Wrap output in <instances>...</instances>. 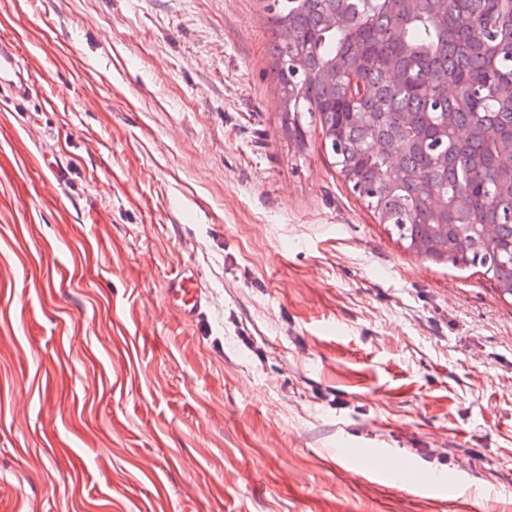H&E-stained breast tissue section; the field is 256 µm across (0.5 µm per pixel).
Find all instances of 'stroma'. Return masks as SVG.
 Segmentation results:
<instances>
[{"instance_id": "stroma-1", "label": "stroma", "mask_w": 512, "mask_h": 512, "mask_svg": "<svg viewBox=\"0 0 512 512\" xmlns=\"http://www.w3.org/2000/svg\"><path fill=\"white\" fill-rule=\"evenodd\" d=\"M264 5L0 0V512H512V299L289 138ZM0 87L15 97H28L32 93L31 79L21 65L14 46L0 42ZM167 299L187 321L195 320L207 304V295L193 272L175 273L169 281Z\"/></svg>"}]
</instances>
